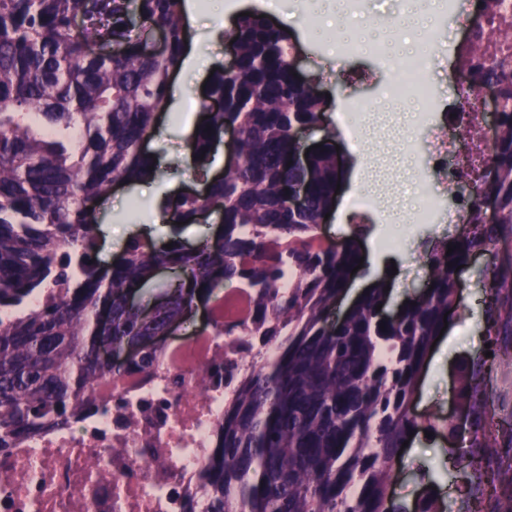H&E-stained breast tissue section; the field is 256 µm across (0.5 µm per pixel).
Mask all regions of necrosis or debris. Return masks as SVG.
Masks as SVG:
<instances>
[{
  "instance_id": "4bbe7bcc",
  "label": "necrosis or debris",
  "mask_w": 512,
  "mask_h": 512,
  "mask_svg": "<svg viewBox=\"0 0 512 512\" xmlns=\"http://www.w3.org/2000/svg\"><path fill=\"white\" fill-rule=\"evenodd\" d=\"M426 50L394 64L384 101L416 105L415 128L433 110ZM247 364V339L216 330L178 337L152 373L129 376L100 393V410L0 452V512H204L205 470L216 445L224 399L235 378L216 359Z\"/></svg>"
}]
</instances>
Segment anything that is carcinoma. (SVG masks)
Instances as JSON below:
<instances>
[{"mask_svg":"<svg viewBox=\"0 0 512 512\" xmlns=\"http://www.w3.org/2000/svg\"><path fill=\"white\" fill-rule=\"evenodd\" d=\"M182 3L0 0V448L89 413L100 385L152 371L155 352L112 365L99 355L103 344L123 350L193 306L216 303L226 285L250 288L247 320L228 324L226 334L243 329L259 346L248 344L251 369L224 401L207 465L209 512H407L388 487L403 442L436 430L410 408L444 314L458 308V266L512 236V15L493 12L481 43L459 55L477 83L506 89L494 145L473 180L476 196L498 201L497 222H483L467 197L456 249L448 255L444 243L426 257L433 289L425 301L389 318L379 282L333 322L330 308L362 257V232L339 247L318 234L336 201V149L326 138L306 165L289 160L301 150L298 133L320 125L325 103L293 67L288 33L256 11L238 19V73L221 67L209 78L200 109L210 118L191 140L205 170L224 125H235L240 164L206 182L204 194L176 195L165 208L173 226L216 213L219 234L192 250L137 236L119 261L98 259L85 204L117 180L135 183L158 170L143 144L183 66ZM138 17L165 32L162 54ZM213 99L225 110L212 111ZM301 183L306 202L293 209L287 189ZM160 266L183 277L147 320L128 297ZM487 278L492 356L463 366L457 390L461 404L481 406L475 434L495 420L484 398L486 366L512 360V350L493 344L498 294L512 290V277L493 265ZM102 310L108 326L98 321ZM414 512H444L433 488Z\"/></svg>","mask_w":512,"mask_h":512,"instance_id":"carcinoma-1","label":"carcinoma"}]
</instances>
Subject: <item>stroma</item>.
I'll return each mask as SVG.
<instances>
[{"label": "stroma", "instance_id": "1", "mask_svg": "<svg viewBox=\"0 0 512 512\" xmlns=\"http://www.w3.org/2000/svg\"><path fill=\"white\" fill-rule=\"evenodd\" d=\"M225 0H196V30L202 38L199 68L181 70L177 81L187 90L183 96L172 98L159 119V130L147 142L146 149L159 163L158 173L151 186L140 183L112 189L97 202L95 218L99 227V258L111 263L124 249L131 236L145 226V214L152 195L165 191L170 183L180 189L194 187L195 182L179 164L188 149V131L202 119L199 104L202 87L210 77L203 65L211 60L225 61L228 34L212 37L214 28L231 25L232 11L223 7ZM248 10L258 11L273 20L291 27L302 43L297 56L305 76L314 78L319 92L329 94L328 128L336 132V143L348 162L343 188L358 189L360 203L373 210L378 231L366 236V250L388 246L399 259L396 275L391 282L389 308L397 310L406 300L414 298L428 281L426 255L441 241L451 240L457 233L453 224H400L396 212H410L413 200L412 177L415 170L427 165L431 157L423 148L416 156H401L399 145L406 135V122L399 113L383 111L381 86L389 79L388 69L378 65L372 56L363 54L340 60L325 51V41L315 30L298 24L295 15L299 0H243ZM408 0H368L361 14L355 15L352 26L375 43L384 53L404 41L402 29L390 27L394 18H403ZM436 52L440 58L437 87L430 128L421 130L420 141L425 145L434 136L448 131L454 119L450 115L452 84L448 75L455 66L457 50L448 39H440ZM367 101L375 112L368 140L371 164L365 172H357L352 164L354 143L341 129L340 108L350 100ZM512 261V242L498 245L494 252L471 258L461 275L460 306L447 329L432 350L424 373L414 394L420 420L434 419L437 424L451 421L458 404V371L463 363L474 362L485 351V300L488 294L483 276L492 261ZM495 417L502 424L497 432V452L485 457L482 469L491 491L475 490L469 486L460 466L448 457V436L437 432L432 436L415 434L404 448L391 492L397 499L411 504L419 499L428 480H435L436 489L447 512H470L479 504L480 512H512V497L495 490L497 474L512 464V361L496 366L491 382V397Z\"/></svg>", "mask_w": 512, "mask_h": 512}]
</instances>
